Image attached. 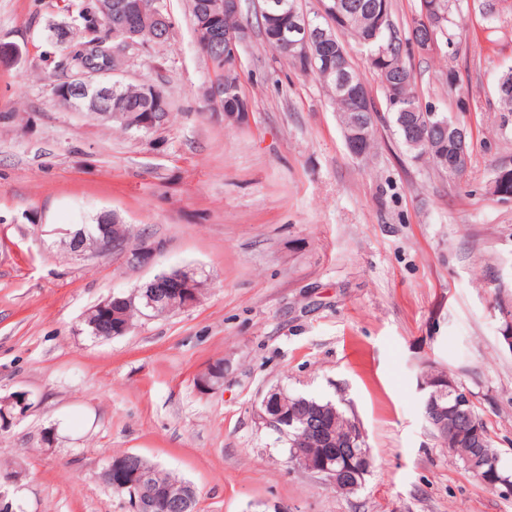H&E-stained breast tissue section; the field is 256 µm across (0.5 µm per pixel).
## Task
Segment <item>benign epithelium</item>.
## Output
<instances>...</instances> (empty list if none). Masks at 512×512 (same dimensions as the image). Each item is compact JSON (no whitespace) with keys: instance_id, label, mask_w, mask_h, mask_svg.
Returning a JSON list of instances; mask_svg holds the SVG:
<instances>
[{"instance_id":"7a95c632","label":"benign epithelium","mask_w":512,"mask_h":512,"mask_svg":"<svg viewBox=\"0 0 512 512\" xmlns=\"http://www.w3.org/2000/svg\"><path fill=\"white\" fill-rule=\"evenodd\" d=\"M319 14L331 18V25L324 27L311 23L308 14L299 9L298 3L288 5V27L280 29L276 38L279 43L288 48L289 58L301 66L304 72H319L327 67L335 49V35H340L342 42L347 38L342 33L350 27V22L344 8L337 0H318ZM434 0H420L419 13L415 14L416 22L413 27L423 31L420 38L410 44L413 51L422 54H438L441 45L435 37L434 28L442 25L444 14L435 8ZM241 0H209L206 12L200 16L194 26L193 38L195 48L201 56L212 60L219 47H224V53L231 54L235 65H240V47L249 39L247 29L226 30L220 27V22L228 15L241 12ZM124 18V24L114 27L113 43L116 44L115 54L126 57L131 50L136 52L146 47L137 41L139 34L134 28L140 20L149 19L157 29L167 24V17L159 10L149 9L142 0H112L110 8L105 10L103 22L112 24V18ZM112 72L106 70L81 71L64 77L53 84V93L57 98H66L72 110L81 112L87 108V101L99 105L112 101ZM336 86L351 100L364 104L363 98L372 97L366 92L363 83L356 81L346 73L338 80ZM208 105L219 110L227 99H236L234 111L224 113L227 120L236 124L247 121L251 109L249 102L237 88V83L227 78L213 77L204 91ZM431 112H420L416 118L415 129L421 142H432L445 137L442 124L433 125L429 118ZM367 126L358 124L345 131L346 142L353 153L359 151L366 137ZM449 141L452 143L451 167L457 171H466L470 162L468 144L470 135L465 122L457 120L451 126ZM512 177V165L505 163L500 168V177L494 186L495 196L512 200V189H508V180ZM121 219L114 213L104 212L98 216L95 228L94 248L87 246L86 230H64V243L72 255L83 257L87 252L111 253L120 257L127 265L139 267L150 262L160 251L159 243L148 238H142L136 246L130 245V237L122 234ZM205 283L196 279L194 273L182 269L163 271L150 281L137 287L134 295L138 296L143 309V315L148 317L160 307L188 309L196 305ZM125 301L121 296L113 295L96 305L89 311L85 323L92 327L107 325L109 337L125 335L130 331L127 324L118 322L121 313L118 307ZM503 328L501 344L512 352V305L504 301L499 307ZM423 391L421 405L425 421L438 431L448 427V396H453V408L465 422L472 420L471 408L474 396L471 391L457 384L448 385V380L435 377L424 379L420 384ZM29 408L28 395L16 392L0 399V427L13 423L14 419L22 416ZM258 421L280 433H286L288 428H298L302 432L305 447L295 448L289 457L293 467L318 476L330 483H339L351 493L356 492L364 483V475L370 469L372 456L365 449L364 432L356 419H348L339 431L319 420L301 415L288 407L280 390L271 389L263 396L260 406L255 409ZM334 443L339 446L336 467L328 464L314 463L313 456L308 453L307 446ZM481 479L493 486L497 491L509 495L512 493V480L500 473V457H476ZM25 477L20 469L0 472V512H14L12 500L5 488L19 484ZM102 482L107 487L119 482L121 488L130 492L129 502L133 512H187L190 498L195 493L192 485L184 486L183 490L173 494L162 491L152 482L154 475L147 468L145 459L136 453H127L118 459H109L100 474Z\"/></svg>"}]
</instances>
